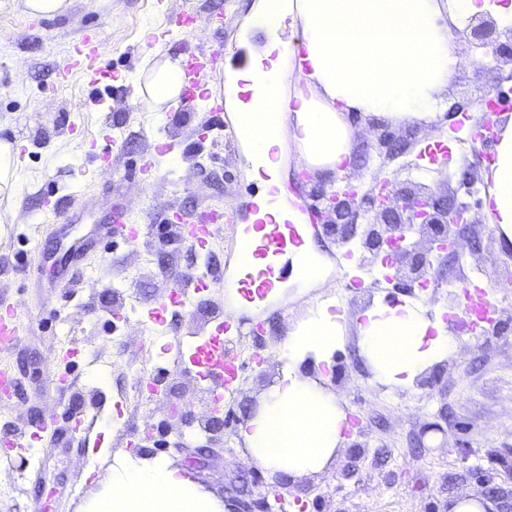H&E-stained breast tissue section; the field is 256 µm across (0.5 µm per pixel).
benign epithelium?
I'll return each mask as SVG.
<instances>
[{
	"mask_svg": "<svg viewBox=\"0 0 512 512\" xmlns=\"http://www.w3.org/2000/svg\"><path fill=\"white\" fill-rule=\"evenodd\" d=\"M470 35L487 48L485 56L494 67L509 70L512 78V27L500 29L493 20L479 18ZM365 201L369 210L360 223ZM471 211L451 195L440 196L421 184L402 188L389 177L376 179L370 195L345 177L343 186L324 196L326 223L337 231L339 240L361 236L369 253L365 261L388 256L393 279L404 288L420 284L430 276L433 260L454 252L461 228L476 223Z\"/></svg>",
	"mask_w": 512,
	"mask_h": 512,
	"instance_id": "1",
	"label": "benign epithelium"
}]
</instances>
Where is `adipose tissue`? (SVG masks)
<instances>
[{
  "mask_svg": "<svg viewBox=\"0 0 512 512\" xmlns=\"http://www.w3.org/2000/svg\"><path fill=\"white\" fill-rule=\"evenodd\" d=\"M512 19V0H253L252 27L268 42L251 68L234 73L224 98L254 172L282 183L285 143L299 163L336 174L351 154L347 115L382 116L393 123L437 119L440 92L461 64L453 47L458 19L484 11ZM300 29L292 43L283 27ZM291 71L302 90H268L264 66ZM145 112H164L183 90L179 60L147 51L137 73ZM249 92L241 100L240 92ZM484 214L497 236L512 243V119L501 127L496 160L485 174ZM324 300L289 333L274 382L238 429L242 455L274 483H297L329 472L346 442L347 412L322 374L355 334L374 382L389 390L450 358L455 347L439 314L406 299L373 301L356 324ZM79 512H224V501L167 458L119 453Z\"/></svg>",
  "mask_w": 512,
  "mask_h": 512,
  "instance_id": "ef3b65f1",
  "label": "adipose tissue"
}]
</instances>
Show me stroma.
I'll use <instances>...</instances> for the list:
<instances>
[{"mask_svg": "<svg viewBox=\"0 0 512 512\" xmlns=\"http://www.w3.org/2000/svg\"><path fill=\"white\" fill-rule=\"evenodd\" d=\"M252 0H71L64 14L28 15L24 0H0V134L25 154L17 161L21 182L12 196L0 194V309L27 316L30 327L18 345L0 353V365L11 368L20 396L0 400V435L26 442V449L0 451V512H76L90 490L84 473L103 474L107 456L129 450L145 429L154 437L144 451L169 458L194 479L223 498L226 512H238L239 497L231 485L251 482L254 492L284 495L285 512H448L459 498L488 499L496 512H512V289H494L498 324L473 340L459 335L455 353L435 368L427 386L387 392L371 380L353 343L334 357L333 389L347 410L350 437L334 469L296 484H275L259 476L239 450V425L255 407L279 369L280 349L307 310L326 298L337 299L348 319H355L373 299L388 304L412 298L431 309L449 304L446 284L459 273L456 256L436 265L440 282L435 296L420 288H397L380 281L379 267L361 264L360 288L346 289L333 277L334 258L360 254V239L339 242L336 233L316 238L321 256L320 279L311 287L288 280L264 303L235 308L221 290L200 296L194 314L169 309L167 332L155 334L143 321L146 309L166 294L182 275L212 268L215 275L234 273L238 254L228 234L214 239L208 254L181 247H161L160 229L174 212L187 220L203 211H223L228 224L248 223L253 199L249 156L238 139L219 127L200 126L209 105L187 109L176 104L151 120L134 108L131 94L105 84L89 87L71 81L52 91L55 71L70 46L83 34L98 31L108 40L107 65L134 85L145 54L146 33L164 27L169 15L188 7L202 21L186 34L175 30L157 44L159 55L177 58L181 44L201 50L224 49V63L211 72V96L224 93L226 72L261 51L266 35L242 32ZM223 13L224 28L207 23ZM468 25L455 30L456 50L463 60L441 97L448 103L476 100L482 90L502 93L512 107V82L497 70L477 68L483 51L468 35ZM456 117L441 114L432 124H394L383 118L354 115L353 147L345 176L363 189L374 178L394 175L403 186L426 184L455 193L458 201L476 203L484 194L483 159L469 141L448 136ZM114 125L123 143L115 164H107L93 147L101 129ZM391 131L406 146L389 159L379 143ZM169 140L174 147L160 162L149 191L134 180L141 151ZM448 145V161L438 167L421 160L427 144ZM475 177L463 189L464 173ZM67 202V223L44 221L45 205ZM113 208L126 211L131 223L148 226L137 245L98 240L78 260L64 259L68 239L94 234ZM470 263L492 259L512 274V247L492 234L484 214L461 233ZM68 287H58L59 278ZM236 313L259 322L263 330L241 342L242 374L237 393L224 401V429L213 454L196 458L205 434L197 420L207 412L208 384L196 372L176 364L165 346L188 343L208 329L211 310ZM155 381L159 393L141 409L130 394L141 379ZM191 401L188 422L168 428L171 403ZM80 414L97 424L95 435L70 432L69 418ZM52 420V447L31 443L33 417ZM26 459L23 471L15 461Z\"/></svg>", "mask_w": 512, "mask_h": 512, "instance_id": "obj_1", "label": "stroma"}]
</instances>
